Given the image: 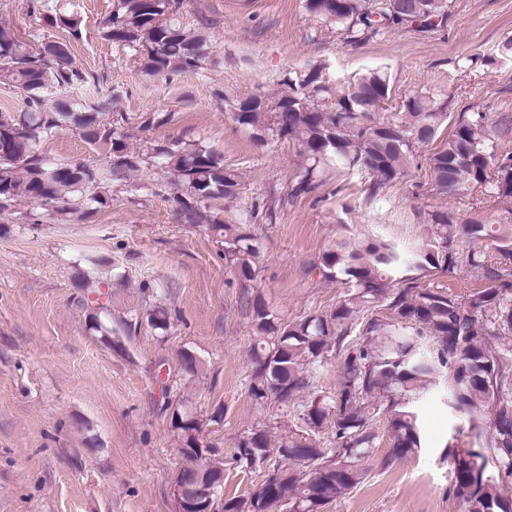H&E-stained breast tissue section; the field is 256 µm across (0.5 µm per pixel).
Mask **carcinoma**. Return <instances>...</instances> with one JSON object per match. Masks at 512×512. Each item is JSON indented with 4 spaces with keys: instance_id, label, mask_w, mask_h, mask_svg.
<instances>
[{
    "instance_id": "obj_1",
    "label": "carcinoma",
    "mask_w": 512,
    "mask_h": 512,
    "mask_svg": "<svg viewBox=\"0 0 512 512\" xmlns=\"http://www.w3.org/2000/svg\"><path fill=\"white\" fill-rule=\"evenodd\" d=\"M449 0H304L305 11L323 27L356 42L392 25L436 26ZM179 0H114L104 23V37L126 46L151 76L172 80L201 74L210 59L202 31L181 22ZM106 80L73 60L65 41H45L37 48L0 26V83L24 100L15 113H0V211L19 197L64 214L78 209L89 215L106 201L103 185L112 177L139 169L153 159L170 171L185 190L179 199L184 217L204 224L224 243V258L242 282L254 280L259 238L255 223L276 221L297 198L314 192L334 170L369 174L366 199L373 201L404 177L421 150L433 144L448 124V101L435 89L415 91L389 118L371 120L389 97L386 73L372 71L345 86L333 87L322 70H291L281 80L287 90L229 96L218 92L225 111L246 129L255 144L292 141L302 162L287 187L270 191L250 210L221 217L217 204L242 193L238 172L224 166L220 153L180 140L149 142L137 151L129 143L117 97L91 101L77 86ZM169 121L147 112L138 125L149 130ZM73 130L105 153L106 169L87 164L51 163L45 142L58 130ZM433 189L466 194L476 189L500 205L499 219L461 220L442 209L420 215L427 226L421 242L402 246L383 237H341L318 257L313 271L344 286L329 311L281 322L264 299L249 301L253 332L247 392L259 406L275 403L293 413L295 428L272 447L263 427L239 437L231 456L240 471L265 469L273 477L262 497H224V460L200 438V422L179 393V379L194 378L203 362L184 351L179 377L162 382L170 423L180 440L184 460L177 484L215 483L212 512H262L263 498L278 512H324L327 505L363 481V459L375 447L373 423L386 420L390 443L388 466L421 449L420 404L433 392L445 393L449 408L466 416L475 428L489 425L479 446L452 436L447 457L449 491L463 512H512V496L503 482L512 479V152L498 148L484 112L459 117L448 138L427 158ZM490 242L492 253L476 248ZM466 270L480 286L464 296L445 288H421L425 277ZM89 330L112 343V333L129 337L137 319L112 328L102 302L92 291ZM385 307L387 314L374 313ZM149 325L167 331L162 307L150 311ZM359 330L361 339H352ZM511 339L508 344L503 339ZM333 353L343 354L336 391L318 389L319 370Z\"/></svg>"
}]
</instances>
